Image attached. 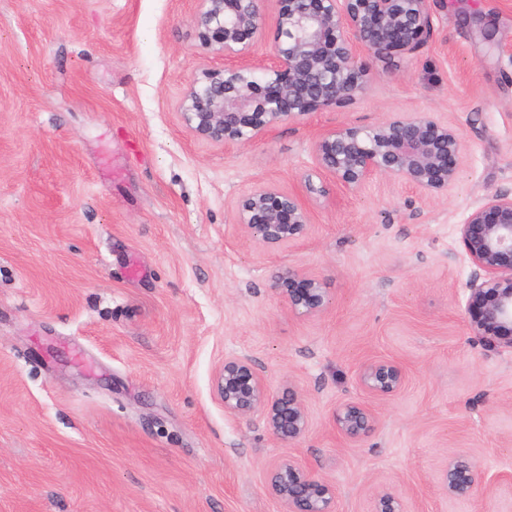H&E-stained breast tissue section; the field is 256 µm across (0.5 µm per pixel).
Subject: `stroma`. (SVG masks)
<instances>
[{
  "instance_id": "35a3bbf8",
  "label": "stroma",
  "mask_w": 512,
  "mask_h": 512,
  "mask_svg": "<svg viewBox=\"0 0 512 512\" xmlns=\"http://www.w3.org/2000/svg\"><path fill=\"white\" fill-rule=\"evenodd\" d=\"M200 7L0 0V512H284L267 482L288 459L334 488L335 512H372L384 489L404 512H512V351L470 334L459 235L512 195V0H431L418 52L359 53L352 105L230 147L178 108L225 65L199 43ZM396 112L458 130L447 192L316 171L321 134ZM267 186L305 202L303 240L269 249L237 225ZM288 267L324 281V314L273 291ZM233 356L300 396L302 439L225 413ZM368 360L398 363L402 388L367 393ZM352 401L377 417L356 442L334 426ZM452 459L476 464L483 496L448 497Z\"/></svg>"
}]
</instances>
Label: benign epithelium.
Returning <instances> with one entry per match:
<instances>
[{
	"label": "benign epithelium",
	"mask_w": 512,
	"mask_h": 512,
	"mask_svg": "<svg viewBox=\"0 0 512 512\" xmlns=\"http://www.w3.org/2000/svg\"><path fill=\"white\" fill-rule=\"evenodd\" d=\"M263 2L203 0L196 15L201 45L230 60L222 69L204 70L180 100L185 123L202 139L245 145L285 120L344 109L366 88L359 51L414 54L433 27L429 0H277L273 55L257 63L253 50L264 27ZM461 151L460 135L448 123L429 113H398L371 126L329 130L315 142L313 155L318 170L344 189L379 177L404 180L431 196L454 181ZM237 221L262 246L282 247L306 237L309 211L298 196L261 187L239 201ZM459 232L473 267L465 304L470 334L512 350V195L487 198ZM273 287L289 309L304 316H319L331 304L321 279L294 268L278 272ZM359 381L383 397L401 388L403 371L391 361H370ZM217 389L226 413L246 417L263 410L271 433L284 443L299 441L309 430L302 399L291 390L272 395L245 358L224 360ZM334 423L338 433L356 441L374 428L376 416L367 405L349 402L336 410ZM445 486L455 498L485 491L475 467L458 460L448 462ZM268 488L285 512H334L333 488L293 460L271 471ZM399 507L398 497L383 490L373 512Z\"/></svg>",
	"instance_id": "7a95c632"
}]
</instances>
